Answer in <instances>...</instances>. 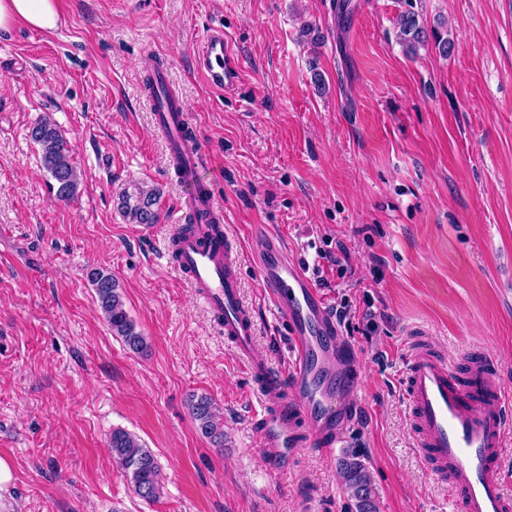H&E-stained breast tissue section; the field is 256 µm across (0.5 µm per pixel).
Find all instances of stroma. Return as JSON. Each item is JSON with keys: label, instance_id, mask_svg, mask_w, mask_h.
Listing matches in <instances>:
<instances>
[{"label": "stroma", "instance_id": "obj_1", "mask_svg": "<svg viewBox=\"0 0 512 512\" xmlns=\"http://www.w3.org/2000/svg\"><path fill=\"white\" fill-rule=\"evenodd\" d=\"M336 2L58 0L56 30L0 36V457L17 512H351L337 471L351 451L379 512H458L414 446L403 372L423 329L456 366L483 352L512 386V0H350L343 18ZM408 8L449 35V55H406ZM214 27L240 71L221 93L195 63ZM162 63L242 254L255 358L288 369L287 324L251 261L267 228L354 350L358 421L334 454L299 449L284 476L253 438L262 404L243 361L169 264L184 185L142 94ZM43 117L80 174L73 199L56 198L29 136ZM135 182L160 193L152 227L120 208ZM93 267L118 282L143 353L103 319ZM201 394L223 413V447L189 412ZM118 427L160 465L157 500L113 461Z\"/></svg>", "mask_w": 512, "mask_h": 512}]
</instances>
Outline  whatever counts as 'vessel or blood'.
Segmentation results:
<instances>
[{"label": "vessel or blood", "mask_w": 512, "mask_h": 512, "mask_svg": "<svg viewBox=\"0 0 512 512\" xmlns=\"http://www.w3.org/2000/svg\"><path fill=\"white\" fill-rule=\"evenodd\" d=\"M196 66L217 89L237 82L223 30L207 35ZM150 81L148 102L171 160L197 174L204 159L187 135L183 100L171 95L167 72H152ZM181 209L196 224L172 239L171 265L248 361L262 402L251 429L257 446L273 455L272 472L286 474L305 446L334 452L357 404L358 381L343 369L352 346L325 297L281 238L264 233L253 262L287 322L291 354L287 373L276 375L253 356L256 319L242 296L240 254L224 224L223 206L209 184L196 182L183 195ZM496 372L483 355L471 356L466 371L458 372L422 341L407 357L404 391L415 446L459 512H512L501 467L512 432V389L496 381Z\"/></svg>", "instance_id": "b4317fda"}]
</instances>
